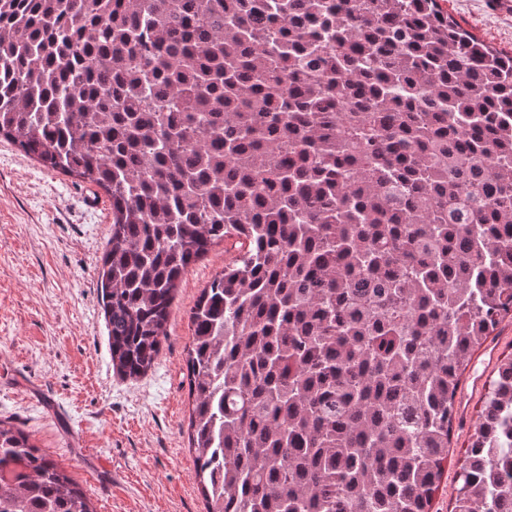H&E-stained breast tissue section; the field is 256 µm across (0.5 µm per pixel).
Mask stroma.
I'll list each match as a JSON object with an SVG mask.
<instances>
[{"label": "stroma", "mask_w": 512, "mask_h": 512, "mask_svg": "<svg viewBox=\"0 0 512 512\" xmlns=\"http://www.w3.org/2000/svg\"><path fill=\"white\" fill-rule=\"evenodd\" d=\"M450 16L512 51V10L444 0ZM83 180L44 169L0 139V418L57 461L97 512H205L188 440L190 310L230 257L223 245L185 272L154 366L113 372L97 268L111 210L90 208ZM512 355V317L461 375L448 466L432 512H451L464 451L498 361Z\"/></svg>", "instance_id": "35a3bbf8"}]
</instances>
